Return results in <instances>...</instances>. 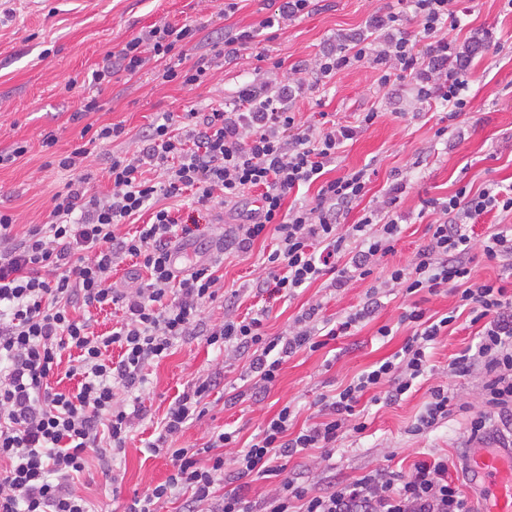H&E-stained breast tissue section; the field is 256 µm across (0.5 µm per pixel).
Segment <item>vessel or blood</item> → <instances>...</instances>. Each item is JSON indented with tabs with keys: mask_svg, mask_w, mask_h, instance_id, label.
<instances>
[{
	"mask_svg": "<svg viewBox=\"0 0 512 512\" xmlns=\"http://www.w3.org/2000/svg\"><path fill=\"white\" fill-rule=\"evenodd\" d=\"M468 468L483 491L484 512H512V448L482 451L469 458Z\"/></svg>",
	"mask_w": 512,
	"mask_h": 512,
	"instance_id": "1",
	"label": "vessel or blood"
}]
</instances>
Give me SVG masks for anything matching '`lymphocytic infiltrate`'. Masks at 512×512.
<instances>
[{
    "label": "lymphocytic infiltrate",
    "mask_w": 512,
    "mask_h": 512,
    "mask_svg": "<svg viewBox=\"0 0 512 512\" xmlns=\"http://www.w3.org/2000/svg\"><path fill=\"white\" fill-rule=\"evenodd\" d=\"M407 13L388 12V22L415 20L431 50L441 59L426 68L416 44L406 35L380 43L357 44L327 52L311 66L293 71L295 85H319L337 72L373 61L396 79H413L419 103L439 99L449 117L463 112L468 82L460 70L444 68L454 54L449 31L461 24L459 0H405ZM197 34L190 25H155L121 47L107 51L91 81L101 86L113 75L133 76L157 63L161 82L202 83L228 47H247L255 35L243 29L213 45L185 66L184 48ZM356 128V127H355ZM355 128L326 120L303 126L288 104L286 86L273 81L245 84L233 108L208 105L206 112H185L183 123L166 115L145 134L146 147L112 156L106 169L111 189L90 193L86 161L91 148L125 136L124 126L83 128L89 139L69 153L54 156L55 168L71 177L51 197V223L33 228L21 238L9 229L13 215L0 212V459L10 467L0 473V512H91L74 480L88 457L109 464L124 453L134 415L126 396L139 391L146 370L167 356L176 340L204 335L232 363L250 353L249 372L255 390L271 388L286 357L303 349L321 348V335L336 337L370 317L378 306L368 297L363 306L329 330H321L317 307H309L273 338L265 336V310L237 315L226 306L221 324L201 326L203 308L215 302L224 283L210 266H179L173 248L192 237L193 225L175 215L160 199L178 198L196 212L214 202L237 204L245 193L256 192V208L238 218L231 244L249 251L267 231H275L278 247L267 257L268 276L257 281L258 291L274 289L293 297L312 282L330 277L331 287H345L373 272L375 263L394 253L401 233L391 204L368 210L354 224L338 222L341 209L367 194V169L322 181L324 168L336 158ZM320 182L315 206H286V197L300 185ZM434 215L428 237L411 263L389 268L385 286L405 296L449 292L457 307L446 316L428 315L412 306L400 320L414 333L404 346L354 377L334 396L318 400L323 420L291 432L295 417L286 404L267 421L247 447H239L233 431L212 433L204 447L176 448L170 457L168 479L134 496L125 512H163L175 490H190L184 512H476L467 496L448 480V461H420L408 472L384 467L370 470L350 483L334 484L316 493L305 482L281 480L262 501L246 500L236 481L272 474L278 460L312 448L331 452L339 439L365 428L358 405L363 396L372 403L401 399L428 369L427 351L460 314L476 326V341L449 365L458 375H481V408L471 415L469 438L483 440L494 424L512 425V290L481 278L472 266V224L487 215L512 213V184L489 183L471 191L460 188L445 201L429 200ZM151 211L150 223L135 234L118 229L132 216ZM480 247L512 279V233L498 231ZM139 258L146 281L119 288L110 281L112 270L126 257ZM121 307L124 317L110 334L93 329L92 310ZM84 314L73 317L71 310ZM119 347V359L108 352ZM77 350L67 376L80 377L76 392L50 391L47 379L63 350ZM211 378L197 379L170 406L159 444H167L187 423L203 420L206 399L214 388ZM456 395L437 385L410 428L421 436L447 420ZM232 462H225L224 451ZM232 489L220 493L219 488Z\"/></svg>",
    "instance_id": "1"
}]
</instances>
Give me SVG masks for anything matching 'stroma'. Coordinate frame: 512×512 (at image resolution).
I'll use <instances>...</instances> for the list:
<instances>
[{
	"mask_svg": "<svg viewBox=\"0 0 512 512\" xmlns=\"http://www.w3.org/2000/svg\"><path fill=\"white\" fill-rule=\"evenodd\" d=\"M225 2L0 0V151L18 142L27 145L23 157L0 166V210L14 215L12 233L19 238L33 225L50 222V199L69 178L68 172L45 165L42 139L50 132L57 138L56 151L66 153L81 145L84 124L125 127L126 137L101 146L91 158L95 177L89 187L101 195L110 189L103 177L110 156L143 148V133L163 113L202 112L215 101L235 102L241 86L253 81L272 78L287 85L296 119L307 126L318 124L324 113L337 123L351 125L359 113L377 111L374 123L345 142L325 173L331 180L369 168L367 197L371 200L385 197L394 184L403 186L396 201L402 217L396 252L382 258L372 275L339 290L321 279L289 299L254 295L250 287L264 276V260L274 241L258 240L246 254L225 249L234 221L220 204L200 213L199 231L180 245V264L215 266L224 279L225 302H234L239 313L266 308L264 331L273 337L314 304L319 305L321 317L346 315L362 304L370 287L384 280L388 267L412 262L433 220L427 200L446 198L464 185L476 190L491 181H512V12L505 9L504 0H462L465 15L452 36L464 50L469 84L467 106L452 121L441 103L417 109L408 85L395 79L383 81L384 66L371 62L344 69L316 89L291 82L293 67L308 65L323 52L353 46L358 40L373 41L379 34L377 16L388 12L396 0H316L308 15L274 28L265 22L276 14L280 0H236L231 12L225 11ZM163 23L198 27L196 39L186 47L190 63L239 29L254 30L256 38L252 48L227 57L198 85L161 83L151 65L132 77L118 72L101 88L87 84V76L108 50ZM277 60L282 63L278 69L273 66ZM89 97L97 99L99 111L74 121L73 113ZM448 125L456 128V136H438V129ZM415 301L428 313L440 315L456 304L446 292L411 299L398 289H383L378 311L351 335L337 337L317 351L291 355L282 364L276 384L260 395L254 394L246 374L249 354L228 366L204 338L176 341L169 354L146 371L147 382L137 402L140 413L124 454L107 471L96 459L88 461L81 481L94 512H124L134 495L144 494L172 473L167 452H151L147 444L158 437L175 398L197 378L217 380L209 396L210 411L203 421L187 424L174 438L173 447H202L211 433L224 429L237 431L240 445H247L287 403L296 410L292 428L300 430L321 422L316 405L320 395L334 394L403 346L412 329L398 325L397 320ZM225 302L204 308L205 325L223 322ZM385 324L396 326L394 336L378 335V328ZM474 335L468 318L460 317L429 348V373L401 400L367 407L365 430L338 440L329 458H322L315 448L288 459L281 475L248 480L245 498L261 500L283 476H302L323 489L334 481L359 478L375 467L405 472L426 454L435 453L447 457L449 479L473 503H480L481 491L471 485L461 458L468 444L467 414L452 412L447 423L424 436L409 433L433 386L452 385L460 402L479 409L480 376H457L448 370ZM234 390L244 392V399L225 405L226 394Z\"/></svg>",
	"mask_w": 512,
	"mask_h": 512,
	"instance_id": "stroma-1",
	"label": "stroma"
}]
</instances>
